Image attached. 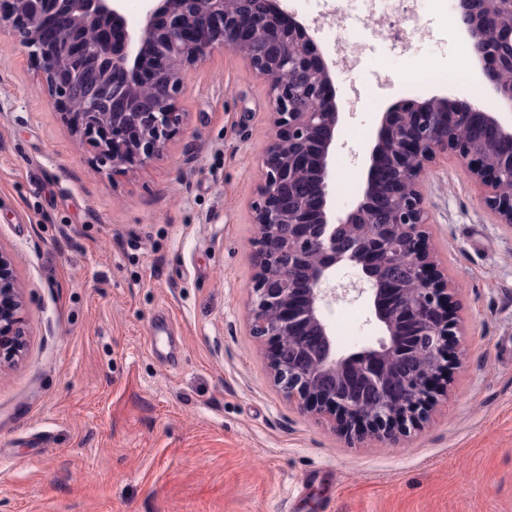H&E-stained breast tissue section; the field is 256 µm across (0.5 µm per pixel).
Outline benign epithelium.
<instances>
[{"mask_svg": "<svg viewBox=\"0 0 512 512\" xmlns=\"http://www.w3.org/2000/svg\"><path fill=\"white\" fill-rule=\"evenodd\" d=\"M458 5L476 64L496 98L512 104V0ZM4 29L31 49L55 108L74 117L75 132L115 173L143 167L177 132L185 65L226 47L266 79L276 134L254 202L251 333L271 342L273 381L301 413L329 415L358 435L421 422L458 329L455 289L425 229L424 174L438 157L455 156L485 206L512 227V116L461 98L391 106L361 200L336 218L329 167L343 112L333 72L308 28L285 20L281 0H148L136 27L121 0H0ZM371 224L379 225L374 233ZM339 265L357 268L363 286L337 292ZM352 290L382 337L343 352L323 308ZM24 325L22 288L0 249V367L20 357Z\"/></svg>", "mask_w": 512, "mask_h": 512, "instance_id": "obj_1", "label": "benign epithelium"}]
</instances>
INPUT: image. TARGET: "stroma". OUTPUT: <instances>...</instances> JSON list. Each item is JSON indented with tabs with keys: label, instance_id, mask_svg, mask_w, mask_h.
Instances as JSON below:
<instances>
[{
	"label": "stroma",
	"instance_id": "obj_1",
	"mask_svg": "<svg viewBox=\"0 0 512 512\" xmlns=\"http://www.w3.org/2000/svg\"><path fill=\"white\" fill-rule=\"evenodd\" d=\"M333 67L344 120L331 205L365 180L378 114L462 96L430 65L465 67L461 24L410 61L384 44L353 70L356 39L286 0ZM183 120L145 167L113 173L54 108L38 63L0 35V248L26 300L27 345L0 368V512H512V228L455 158L427 171L438 268L456 290L454 364L417 428L336 431L275 386L248 326L259 227L252 203L274 130L267 83L227 48L182 69ZM377 342L363 299L330 302Z\"/></svg>",
	"mask_w": 512,
	"mask_h": 512
}]
</instances>
